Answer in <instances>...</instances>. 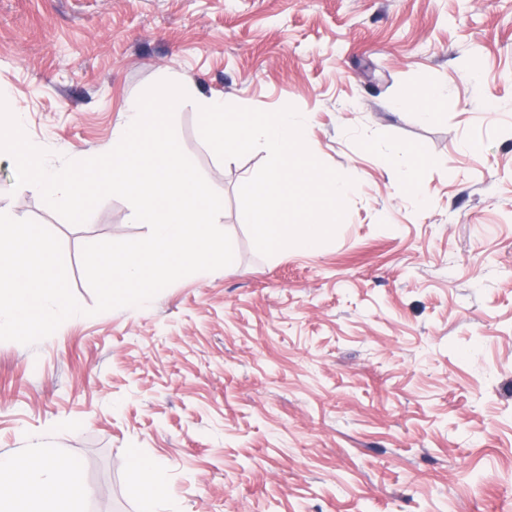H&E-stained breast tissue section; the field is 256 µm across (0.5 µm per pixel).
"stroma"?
Here are the masks:
<instances>
[{
  "mask_svg": "<svg viewBox=\"0 0 512 512\" xmlns=\"http://www.w3.org/2000/svg\"><path fill=\"white\" fill-rule=\"evenodd\" d=\"M172 71L309 113L313 155L361 191L318 252L261 256L239 189L266 151L219 161L185 106L232 268L0 341V454L43 434L79 465L78 512H140L135 451L180 512H512V0H0V87L54 162L108 152ZM420 86L442 90L429 123L389 106ZM411 146L435 161L424 208L381 164ZM0 205L59 237L86 308L83 246L149 233L119 197L66 222L6 154Z\"/></svg>",
  "mask_w": 512,
  "mask_h": 512,
  "instance_id": "stroma-1",
  "label": "stroma"
}]
</instances>
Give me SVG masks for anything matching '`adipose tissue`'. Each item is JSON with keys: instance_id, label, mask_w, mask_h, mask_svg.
I'll return each instance as SVG.
<instances>
[{"instance_id": "1", "label": "adipose tissue", "mask_w": 512, "mask_h": 512, "mask_svg": "<svg viewBox=\"0 0 512 512\" xmlns=\"http://www.w3.org/2000/svg\"><path fill=\"white\" fill-rule=\"evenodd\" d=\"M382 164L408 187L417 203L426 204L418 173L432 166V158L417 148L396 149L383 155ZM27 441L30 464H22L16 456L0 454V512H53V504L73 491L75 463L60 459L45 448L38 435H29Z\"/></svg>"}]
</instances>
